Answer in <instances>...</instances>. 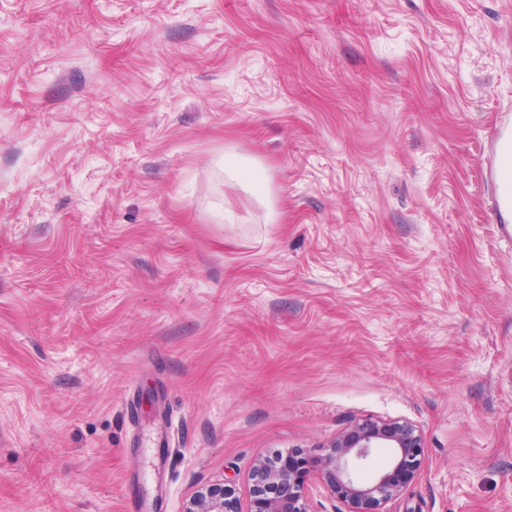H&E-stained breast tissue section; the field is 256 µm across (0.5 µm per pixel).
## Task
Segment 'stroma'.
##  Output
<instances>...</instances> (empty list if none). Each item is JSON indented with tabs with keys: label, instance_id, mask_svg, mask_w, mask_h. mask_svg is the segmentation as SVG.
Masks as SVG:
<instances>
[{
	"label": "stroma",
	"instance_id": "35a3bbf8",
	"mask_svg": "<svg viewBox=\"0 0 512 512\" xmlns=\"http://www.w3.org/2000/svg\"><path fill=\"white\" fill-rule=\"evenodd\" d=\"M511 117L512 0H0V512L245 505L366 415L389 512H512ZM493 178L497 186L500 221L512 224V122L501 128L493 161ZM224 174L230 185L243 188L253 199L266 205L268 183L260 171L236 156L225 157ZM183 512H243L229 481L197 490L187 501Z\"/></svg>",
	"mask_w": 512,
	"mask_h": 512
}]
</instances>
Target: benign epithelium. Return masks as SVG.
Returning a JSON list of instances; mask_svg holds the SVG:
<instances>
[{"label":"benign epithelium","mask_w":512,"mask_h":512,"mask_svg":"<svg viewBox=\"0 0 512 512\" xmlns=\"http://www.w3.org/2000/svg\"><path fill=\"white\" fill-rule=\"evenodd\" d=\"M376 448L390 449L387 466L371 478L361 470ZM425 462L419 427L403 419L362 417L352 420L314 460V474L341 505V512H388L420 474ZM309 458L298 450L263 457L250 474L247 512H312L306 477ZM183 512H242L230 482L197 490Z\"/></svg>","instance_id":"7a95c632"}]
</instances>
